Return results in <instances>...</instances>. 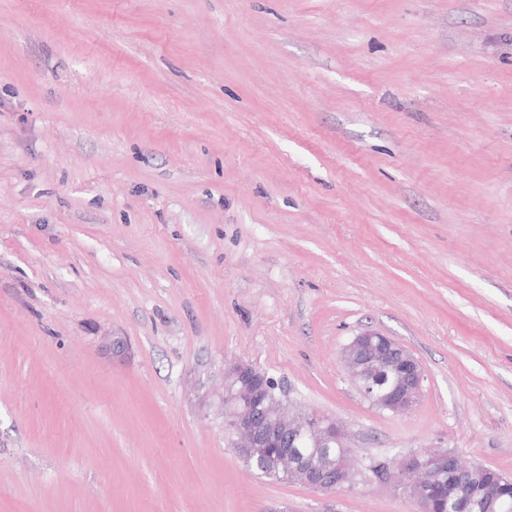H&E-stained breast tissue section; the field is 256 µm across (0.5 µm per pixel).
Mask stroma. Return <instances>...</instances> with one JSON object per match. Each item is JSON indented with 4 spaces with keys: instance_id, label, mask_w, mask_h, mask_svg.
<instances>
[{
    "instance_id": "stroma-1",
    "label": "stroma",
    "mask_w": 512,
    "mask_h": 512,
    "mask_svg": "<svg viewBox=\"0 0 512 512\" xmlns=\"http://www.w3.org/2000/svg\"><path fill=\"white\" fill-rule=\"evenodd\" d=\"M232 358L354 490L246 469ZM420 448L512 473V0H0V512H415ZM400 353V354H398ZM341 363L352 376L361 393L380 410L408 413L418 399L424 382L419 361L398 342L380 332L365 331L353 337L341 352ZM395 365L405 376L400 384L381 394L364 377L365 372L386 374Z\"/></svg>"
}]
</instances>
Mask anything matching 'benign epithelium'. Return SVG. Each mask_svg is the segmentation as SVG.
Instances as JSON below:
<instances>
[{
    "label": "benign epithelium",
    "mask_w": 512,
    "mask_h": 512,
    "mask_svg": "<svg viewBox=\"0 0 512 512\" xmlns=\"http://www.w3.org/2000/svg\"><path fill=\"white\" fill-rule=\"evenodd\" d=\"M341 363L355 385L361 388L364 398L380 410L406 414L422 391L424 372L419 361L398 342L380 332L365 331L355 335L343 348ZM395 366L405 379L382 394L375 391L364 377L366 372L384 374ZM224 381V431L231 447L238 452L251 455L261 448H292L303 432L309 434L319 448L347 444V434L336 420L317 412L296 419L280 413L269 403L264 406L263 413L254 412L250 399L262 401L266 398L267 375L250 362L243 359L227 362ZM417 454L433 459L446 458L448 465L458 472L486 469L485 465L465 460L452 451L419 450ZM279 464L288 470L295 482L320 493L350 491L355 487L343 466L336 471H327L313 458L295 462L286 455L279 459ZM407 471L411 480L406 486L416 512H429L428 472L415 466L407 467Z\"/></svg>",
    "instance_id": "1"
}]
</instances>
